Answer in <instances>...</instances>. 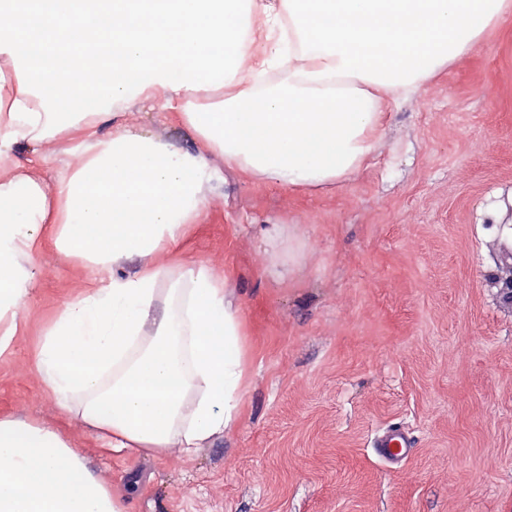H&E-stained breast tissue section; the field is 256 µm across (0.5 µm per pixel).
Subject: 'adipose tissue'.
Segmentation results:
<instances>
[{"mask_svg":"<svg viewBox=\"0 0 512 512\" xmlns=\"http://www.w3.org/2000/svg\"><path fill=\"white\" fill-rule=\"evenodd\" d=\"M511 14L512 0H0V65L19 72L0 85V353L50 241L92 275L40 342L57 404L119 450L189 453L230 432L240 308L207 263L168 261L223 168L292 189L349 180L386 110ZM139 104L176 113L198 148L123 124ZM58 156L54 189L39 165ZM0 512L124 509L56 429L6 417Z\"/></svg>","mask_w":512,"mask_h":512,"instance_id":"1","label":"adipose tissue"}]
</instances>
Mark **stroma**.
Wrapping results in <instances>:
<instances>
[{
    "label": "stroma",
    "instance_id": "obj_1",
    "mask_svg": "<svg viewBox=\"0 0 512 512\" xmlns=\"http://www.w3.org/2000/svg\"><path fill=\"white\" fill-rule=\"evenodd\" d=\"M136 128L189 146L174 113ZM354 177L292 190L225 171L172 254L227 275L247 332L239 419L185 455L115 452L36 370L45 330L86 287L44 245L27 327L0 355V417L58 429L125 512H512V308L487 279L486 219L512 196V20L390 109ZM289 227L277 264L269 225ZM408 437L393 465L375 448Z\"/></svg>",
    "mask_w": 512,
    "mask_h": 512
}]
</instances>
